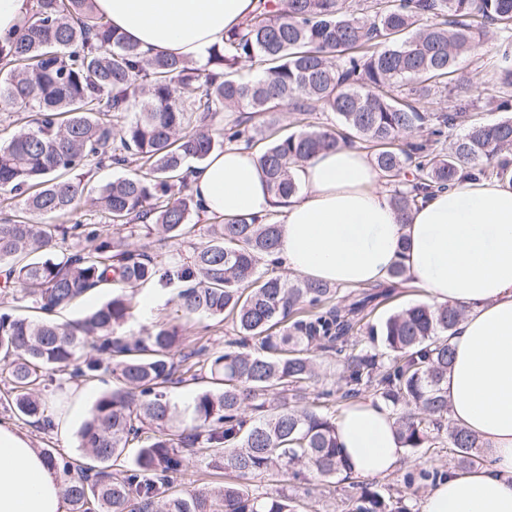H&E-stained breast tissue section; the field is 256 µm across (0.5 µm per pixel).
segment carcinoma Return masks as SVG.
<instances>
[{
	"instance_id": "obj_1",
	"label": "carcinoma",
	"mask_w": 512,
	"mask_h": 512,
	"mask_svg": "<svg viewBox=\"0 0 512 512\" xmlns=\"http://www.w3.org/2000/svg\"><path fill=\"white\" fill-rule=\"evenodd\" d=\"M488 36L499 55L494 110L506 116L472 122L455 136L466 105L430 112L422 101L447 89L468 93L470 80L456 62ZM242 62L259 74L237 77ZM313 103L334 113L345 133L311 124L268 141L260 162L277 196L298 192L300 163L354 138L372 149L402 216L428 192L454 187L463 171L505 178L512 172V0H259L258 11L226 32L223 48L203 66L144 56L95 13L93 0H36L35 21L0 43V109L39 115L35 127L0 145V205L23 202L0 218V287L34 312L0 311V383L16 420L51 429L37 393L50 373L115 380L80 425L77 455L44 452L65 476L70 512H295L287 496L254 497L243 481L274 467L297 479L299 465L335 478L343 462L333 407L365 391L392 409L404 447L446 442L460 471L488 462L479 438L448 418L442 387L453 362L448 336L461 310L422 302L381 323L366 321L410 281L402 260L386 284L333 303L326 284L258 273L259 260L278 244L271 217L215 216L207 240L172 266L121 235L132 223L160 243L194 231L189 218L199 206L183 193L184 169L226 144L251 147L263 135L238 120L207 130L217 106L308 112ZM124 112L134 117L114 123ZM132 162L139 170L97 189L95 203L110 223L36 221L77 209L88 164ZM70 236L90 247L52 257ZM111 281L119 288L99 307L68 322L55 319ZM154 281L178 286L174 305L183 317H231L238 339L222 348L187 347L177 324L135 339L120 335L137 310L121 286ZM354 331L366 334L369 349L347 354ZM316 350L340 358L338 388L320 393V407L300 408L294 398L315 377ZM81 356L83 365L69 370ZM199 379L206 389L184 406L168 391ZM186 448L206 451L207 466L224 481L175 489ZM442 475L414 468L403 484L417 491ZM345 506L411 512L401 498L367 486Z\"/></svg>"
}]
</instances>
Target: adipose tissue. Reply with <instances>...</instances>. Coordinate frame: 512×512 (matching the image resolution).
<instances>
[{"label":"adipose tissue","mask_w":512,"mask_h":512,"mask_svg":"<svg viewBox=\"0 0 512 512\" xmlns=\"http://www.w3.org/2000/svg\"><path fill=\"white\" fill-rule=\"evenodd\" d=\"M256 0H94L116 34L149 56L206 61ZM289 197L268 188L259 157L228 146L192 168L191 191L207 213L227 218L281 214L275 258L303 277L341 288L387 280L403 260L432 302L464 312L449 342L444 387L450 418L476 433L492 464L449 471L419 512H512V181L465 179L401 218L367 153L348 144L317 153L295 172ZM353 473L388 475L403 455L391 411L356 401L336 417ZM0 512H68L60 474L22 431L0 424Z\"/></svg>","instance_id":"obj_1"}]
</instances>
